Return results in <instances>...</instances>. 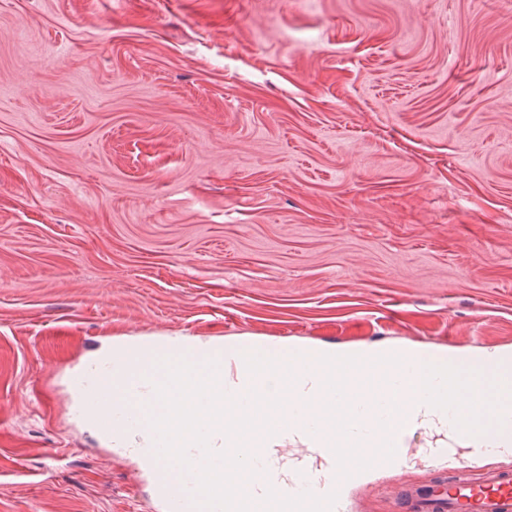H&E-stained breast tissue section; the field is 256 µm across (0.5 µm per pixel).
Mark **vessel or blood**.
Instances as JSON below:
<instances>
[{
	"label": "vessel or blood",
	"mask_w": 512,
	"mask_h": 512,
	"mask_svg": "<svg viewBox=\"0 0 512 512\" xmlns=\"http://www.w3.org/2000/svg\"><path fill=\"white\" fill-rule=\"evenodd\" d=\"M481 439L455 431L444 448L426 449L429 463L447 465L441 480L402 484L397 492L401 512H512V470L474 473L470 458L483 454ZM262 486L273 487L285 496L309 491L324 496L337 490L336 458L328 448H295L290 455L279 453L259 460Z\"/></svg>",
	"instance_id": "1"
}]
</instances>
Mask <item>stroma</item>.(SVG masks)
Wrapping results in <instances>:
<instances>
[{
	"mask_svg": "<svg viewBox=\"0 0 512 512\" xmlns=\"http://www.w3.org/2000/svg\"><path fill=\"white\" fill-rule=\"evenodd\" d=\"M176 334L512 351V0H0V512H168L69 389Z\"/></svg>",
	"mask_w": 512,
	"mask_h": 512,
	"instance_id": "obj_1",
	"label": "stroma"
}]
</instances>
